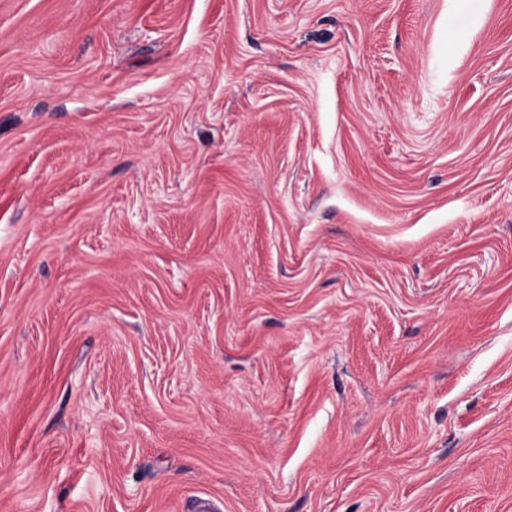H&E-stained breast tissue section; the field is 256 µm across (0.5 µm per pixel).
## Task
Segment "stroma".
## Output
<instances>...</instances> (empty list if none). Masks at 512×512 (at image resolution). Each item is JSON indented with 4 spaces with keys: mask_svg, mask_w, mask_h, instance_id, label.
<instances>
[{
    "mask_svg": "<svg viewBox=\"0 0 512 512\" xmlns=\"http://www.w3.org/2000/svg\"><path fill=\"white\" fill-rule=\"evenodd\" d=\"M512 512V0H0V512Z\"/></svg>",
    "mask_w": 512,
    "mask_h": 512,
    "instance_id": "1",
    "label": "stroma"
}]
</instances>
